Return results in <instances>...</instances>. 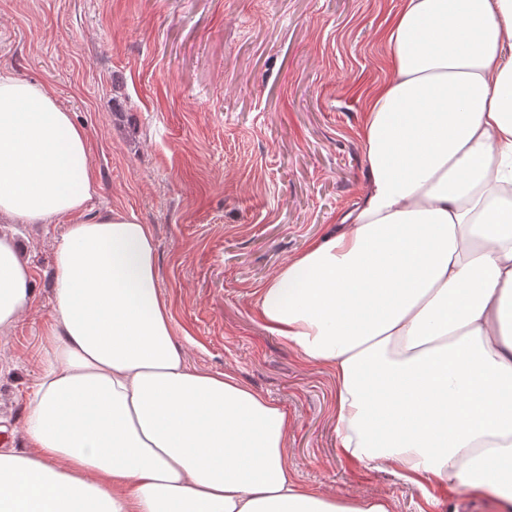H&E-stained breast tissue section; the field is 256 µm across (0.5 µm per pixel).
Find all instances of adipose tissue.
<instances>
[{
	"label": "adipose tissue",
	"instance_id": "ef3b65f1",
	"mask_svg": "<svg viewBox=\"0 0 512 512\" xmlns=\"http://www.w3.org/2000/svg\"><path fill=\"white\" fill-rule=\"evenodd\" d=\"M336 229L258 291L269 331L336 378V446L512 512V0H402ZM87 136L46 84L0 76V218L61 221L49 345L0 512H390L292 474L288 416L192 366L149 225L85 210ZM0 236V332L32 301Z\"/></svg>",
	"mask_w": 512,
	"mask_h": 512
}]
</instances>
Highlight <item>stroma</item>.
<instances>
[{"mask_svg":"<svg viewBox=\"0 0 512 512\" xmlns=\"http://www.w3.org/2000/svg\"><path fill=\"white\" fill-rule=\"evenodd\" d=\"M401 0H0V74L51 84L87 133L88 215L151 225L158 288L193 366L228 372L288 414L294 476L386 498L391 512H495L425 496L336 446L335 379L271 333L257 288L334 227L366 182L357 132L391 73L381 32ZM34 271L0 334V418L18 442L48 341L63 225L5 224Z\"/></svg>","mask_w":512,"mask_h":512,"instance_id":"35a3bbf8","label":"stroma"}]
</instances>
